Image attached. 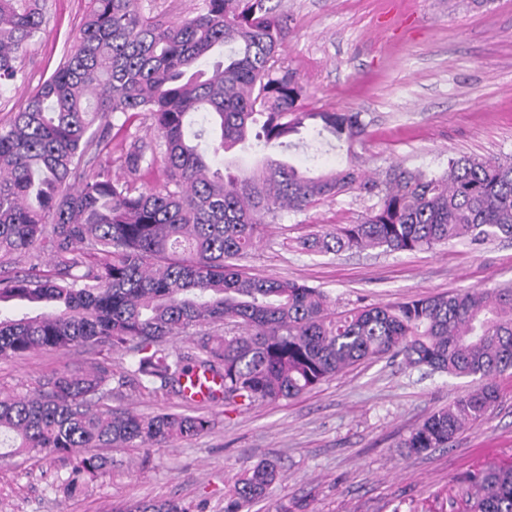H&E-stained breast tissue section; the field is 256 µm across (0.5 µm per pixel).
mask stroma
Wrapping results in <instances>:
<instances>
[{"label": "stroma", "instance_id": "35a3bbf8", "mask_svg": "<svg viewBox=\"0 0 512 512\" xmlns=\"http://www.w3.org/2000/svg\"><path fill=\"white\" fill-rule=\"evenodd\" d=\"M87 5L48 0L46 31L25 59L28 79L0 100V120L22 110L55 70ZM280 10L288 17L282 58L305 88L304 109L362 113L367 129L355 151L367 174L393 164L439 171L452 156L512 154V0H281ZM369 204L354 190L269 225L243 260L244 272L320 287L338 312L512 284L507 240L335 257L284 248V239L307 234L310 225L359 221ZM135 359L130 350L84 345L0 359V392L25 396L53 373L127 368ZM495 383L501 399L489 416L448 447L409 458L400 441L475 389V380L371 359L297 398L247 410L126 386L113 390L112 408L206 414L216 425L163 448L104 449L111 472L70 498L57 488L67 461L2 460L0 512H112L118 503L169 498L224 512V494L240 470L263 460L277 463L282 480L250 512H273L283 499L301 504V512H462L470 473L512 464V374Z\"/></svg>", "mask_w": 512, "mask_h": 512}]
</instances>
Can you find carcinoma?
Returning a JSON list of instances; mask_svg holds the SVG:
<instances>
[{"label": "carcinoma", "mask_w": 512, "mask_h": 512, "mask_svg": "<svg viewBox=\"0 0 512 512\" xmlns=\"http://www.w3.org/2000/svg\"><path fill=\"white\" fill-rule=\"evenodd\" d=\"M56 69L24 109L0 121V358L76 344L135 345L130 370L55 373L29 397L0 396V457L58 456L64 496L112 468L96 448L163 447L211 431L215 419L112 409V385L184 391L192 374L222 383L227 404L294 399L355 363L389 356L411 368L487 383L428 416L401 442L407 455L446 448L498 403L494 376L512 370V287L467 288L404 302L329 310L324 290L255 278L237 261L284 213L303 214L352 190L374 203L355 224L297 241L313 255L429 249L512 239V155L448 158L441 173L392 165L364 177L356 159L313 175L267 155L250 172L211 170L236 147H290L314 138L355 155L359 112L302 107L304 87L281 61L286 22L273 0H201L164 21L144 0H91ZM40 0H0V99L27 80L24 60L44 32ZM150 134L130 131L134 120ZM125 172L112 176V155ZM164 180L147 183L157 164ZM49 257L52 268H43ZM202 325L194 350L168 338ZM280 478L270 461L243 468L224 512H249ZM467 512H512V467L470 477ZM112 512H204L177 499Z\"/></svg>", "instance_id": "1"}]
</instances>
